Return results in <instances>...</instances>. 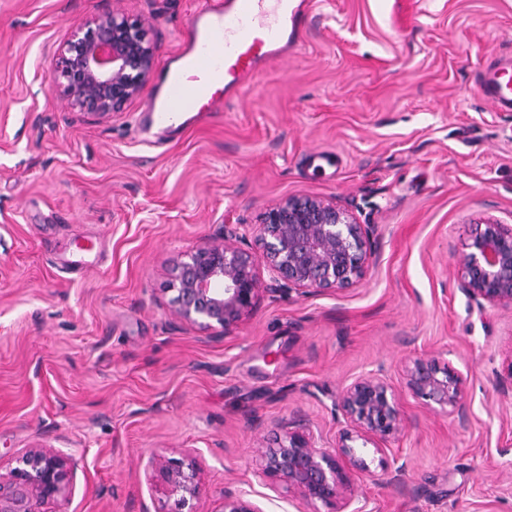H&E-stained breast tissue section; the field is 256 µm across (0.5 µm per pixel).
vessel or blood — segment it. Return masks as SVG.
Instances as JSON below:
<instances>
[{
    "label": "vessel or blood",
    "instance_id": "1",
    "mask_svg": "<svg viewBox=\"0 0 512 512\" xmlns=\"http://www.w3.org/2000/svg\"><path fill=\"white\" fill-rule=\"evenodd\" d=\"M305 22V11L288 0H201L177 65L163 70L135 118L144 141L157 145L178 136L183 115H222L265 64L298 47ZM478 87L497 111L512 112V56L483 70Z\"/></svg>",
    "mask_w": 512,
    "mask_h": 512
}]
</instances>
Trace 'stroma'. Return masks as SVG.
Segmentation results:
<instances>
[{
	"instance_id": "35a3bbf8",
	"label": "stroma",
	"mask_w": 512,
	"mask_h": 512,
	"mask_svg": "<svg viewBox=\"0 0 512 512\" xmlns=\"http://www.w3.org/2000/svg\"><path fill=\"white\" fill-rule=\"evenodd\" d=\"M198 0H0V474L49 444L73 490L35 512L160 507L151 459L196 451L198 512L225 492L261 512H334L263 473L259 449L309 434L335 452L336 409L385 378L406 418L356 449L345 512H512V309L459 286L458 254L493 217L512 225V112L477 91L512 51V0H309L301 49L265 66L224 115L151 147L51 81L86 20L121 10L180 46ZM289 196L368 225L375 256L343 291L285 290L256 238ZM249 252L261 303L222 340L173 314L169 272L224 229ZM91 240L87 267L73 246ZM421 358L465 382V416L405 386Z\"/></svg>"
}]
</instances>
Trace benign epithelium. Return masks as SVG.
<instances>
[{
  "mask_svg": "<svg viewBox=\"0 0 512 512\" xmlns=\"http://www.w3.org/2000/svg\"><path fill=\"white\" fill-rule=\"evenodd\" d=\"M156 43L141 23L118 10L106 11L79 27L60 48L55 66L59 93L78 112L104 118L136 98L153 71ZM464 244L459 255L460 282L473 299L512 308V225L492 218ZM266 265L281 285L292 289L342 291L364 279L373 248L366 225L347 209L317 197H287L264 212L258 225ZM167 291L176 317L218 341L236 328L261 301L249 253L228 235L208 242L171 270ZM405 385L427 406L451 415L466 412L464 382L434 361L414 360ZM336 407L348 428L336 453L316 447L303 432L259 449L267 474L297 490L308 502L345 499L350 477L342 459L355 460L354 448L398 434L404 415L391 386L379 377L351 383ZM7 480H0V512H33L32 502L50 503L71 492V460L50 445L22 451ZM162 494L174 502L167 512L199 497L200 468L194 451L173 460L152 457ZM218 512H262L251 500L224 493Z\"/></svg>",
  "mask_w": 512,
  "mask_h": 512,
  "instance_id": "7a95c632",
  "label": "benign epithelium"
}]
</instances>
